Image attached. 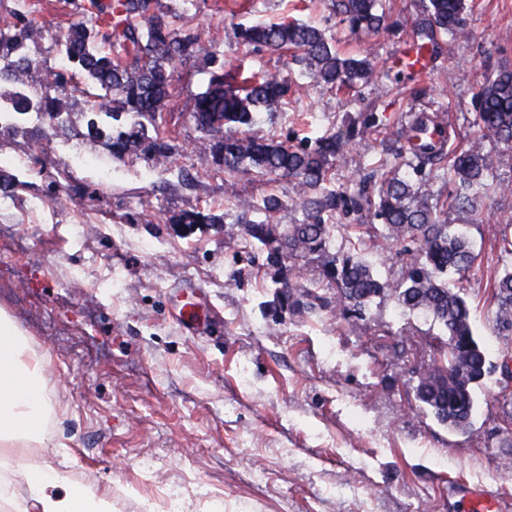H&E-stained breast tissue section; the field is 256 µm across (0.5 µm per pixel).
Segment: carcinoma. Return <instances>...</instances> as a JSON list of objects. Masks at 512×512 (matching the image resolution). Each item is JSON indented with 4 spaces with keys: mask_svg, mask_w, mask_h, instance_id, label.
<instances>
[{
    "mask_svg": "<svg viewBox=\"0 0 512 512\" xmlns=\"http://www.w3.org/2000/svg\"><path fill=\"white\" fill-rule=\"evenodd\" d=\"M340 22L354 33L374 35L385 27L383 0H332ZM466 0H419L413 21L416 38L404 58L392 62L397 74L418 65L425 55L437 56L443 46L473 37ZM118 20L102 24L99 0H90L83 19L69 27L61 39L60 68L44 71L42 84L34 92L4 96L8 107L0 113H41L55 130L65 127L68 115L63 100L73 94L88 99L90 112L112 119L107 123L91 118L87 135L111 141L112 154L121 157L142 148L159 159L171 153L169 138L145 133L141 119L156 122L172 94L179 66L205 54L216 71L205 92L198 97L193 119L209 136V152L224 174L254 171L272 179L289 178L297 184V197L290 207L302 216L281 231L274 221L285 205L278 195L259 202L237 200L245 234L260 244L266 261L283 267L310 255L327 253L331 232L340 220L363 210L382 222V237L389 245L401 246L409 256L405 272L395 285L381 281L373 267L351 252H338L324 261L322 279L333 289L334 308L343 317L360 318L370 304L391 290L400 308L432 319L444 336L436 351L440 364L425 373L448 374V388L427 390L420 402L442 423L439 411L454 419L470 420L475 411L474 388L491 372L492 364L474 330L471 310L460 292L448 286V274L462 275L476 261L472 245L458 225L448 223V211L462 217L480 214L483 198L494 178L495 154L487 143L512 144V69L500 67L484 75L476 96L475 133L465 146H451L452 137L441 127L440 116L428 112L409 115L393 134L388 148L395 160L394 173L380 183L374 173L358 177L354 188L344 190L332 178L334 167L345 162L355 135L364 136L377 127L367 117L355 134L334 133L314 142L290 144L259 137L226 133L232 126H253L260 114L272 116L286 99L290 78L284 72L261 76L241 67L224 73V53L194 33L175 27L157 8V0H118ZM43 36V30L24 13L0 26V59H11L10 68L0 69V82L23 81L30 67L25 55L13 56L27 41ZM240 42L255 49L291 52L313 81L330 91L354 90L372 82L376 72L371 55H340L319 27L298 21L255 22L238 28ZM448 171L453 188L446 198L431 202V193L412 175L424 171ZM504 195L509 184L498 183ZM264 215L248 219L251 212ZM298 280L288 278L279 287L278 308L298 305ZM499 328L512 329V264H504L492 284Z\"/></svg>",
    "mask_w": 512,
    "mask_h": 512,
    "instance_id": "cac0c4a2",
    "label": "carcinoma"
}]
</instances>
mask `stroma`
Segmentation results:
<instances>
[{"instance_id":"35a3bbf8","label":"stroma","mask_w":512,"mask_h":512,"mask_svg":"<svg viewBox=\"0 0 512 512\" xmlns=\"http://www.w3.org/2000/svg\"><path fill=\"white\" fill-rule=\"evenodd\" d=\"M23 2L44 28L29 56L56 66L87 0H0V22ZM468 4L472 39L398 80L386 64L413 38L416 0H387V27L369 37L351 34L328 0H252L246 13L233 0H158L177 26L218 43L225 67L289 71L275 123L258 121L254 134L300 142L376 116L377 131L333 172L342 186L378 168L406 113L442 110L466 143L487 68H512V0ZM287 17L331 30L341 54L369 51L374 83L320 90L286 56L249 51L235 35ZM210 72L201 57L178 68L162 112L174 146L164 162L140 151L119 159L88 138L81 96L68 101L65 132L26 114L0 127V179L10 182L0 190V309L45 354L54 405L48 445L31 457L109 488L112 512H145L160 492L177 494L182 512H457V482L494 485L512 503V332L498 328L490 288L512 194L489 195L464 228L478 259L456 285L494 370L475 389L472 424L453 431L415 395L434 364L430 319L388 294L361 319L274 310L288 271L247 240L225 196L230 179L192 117ZM230 181L253 200L297 191L251 174ZM194 212L224 221L179 225ZM374 222L352 215L330 249L356 251L392 282L403 258L369 234ZM192 290L214 316L204 333L174 308Z\"/></svg>"}]
</instances>
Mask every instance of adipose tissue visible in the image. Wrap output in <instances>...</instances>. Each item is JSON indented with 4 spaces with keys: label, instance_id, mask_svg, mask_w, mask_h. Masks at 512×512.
Returning <instances> with one entry per match:
<instances>
[{
    "label": "adipose tissue",
    "instance_id": "1",
    "mask_svg": "<svg viewBox=\"0 0 512 512\" xmlns=\"http://www.w3.org/2000/svg\"><path fill=\"white\" fill-rule=\"evenodd\" d=\"M46 357L33 350L15 322L0 313V461L9 462L42 443L53 410L44 377ZM25 502L15 500L8 482L0 500L16 502L17 512H112L109 493L94 485H73L65 472L31 462L22 472Z\"/></svg>",
    "mask_w": 512,
    "mask_h": 512
}]
</instances>
